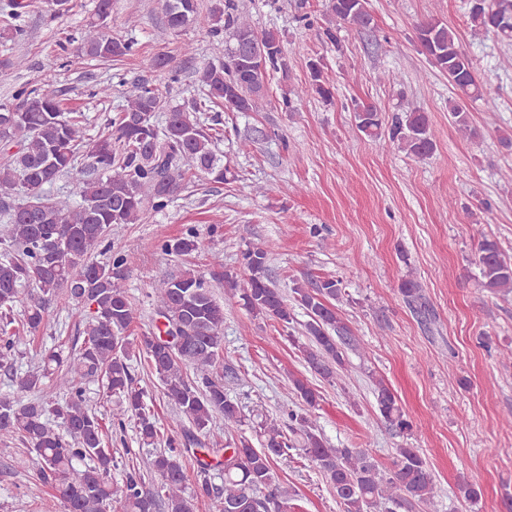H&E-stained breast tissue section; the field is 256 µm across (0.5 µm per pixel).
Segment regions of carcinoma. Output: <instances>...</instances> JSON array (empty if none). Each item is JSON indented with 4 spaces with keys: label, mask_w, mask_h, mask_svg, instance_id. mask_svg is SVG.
<instances>
[{
    "label": "carcinoma",
    "mask_w": 512,
    "mask_h": 512,
    "mask_svg": "<svg viewBox=\"0 0 512 512\" xmlns=\"http://www.w3.org/2000/svg\"><path fill=\"white\" fill-rule=\"evenodd\" d=\"M472 28L512 42V0H470ZM29 3L12 0L11 23L3 36L19 41L26 30L22 18ZM112 0H98L96 18L80 31L81 50L103 62L133 52L134 41L115 36L106 23ZM327 26L322 34L337 41V24L367 28L372 23L368 0H329ZM198 20L196 0H166L165 28L174 32ZM208 34L224 39V60L204 65L199 82L204 97L193 109L170 107L162 89L146 80L127 85L125 104L115 117L105 120V131L86 136L78 116L63 107L52 77L16 95V102L0 104V370L11 376L20 392L37 397L26 403L0 396V442L17 440L34 454L39 480L57 493L64 512H194V500L207 497L219 503V512H288L291 491L276 482L277 458L293 448L288 432H301L307 458L324 474L342 512H400L416 503L426 512H437V484L425 458L416 448H398L392 468H380L363 450L333 448L311 427L309 414L290 411V424L271 418L261 423L265 442L256 449L233 433L242 425V407L224 390L223 379L214 375L223 353L224 307L210 283L191 270L164 278L153 288V302L165 319L158 331L142 334L132 343L126 333L135 310L124 283L129 277L134 246L112 251L105 241L114 224H139L148 211H164L185 185V163L192 164L217 183L228 169L217 155L213 141L197 116L213 107L231 112H252L264 97L273 72L284 68V46L276 29L257 31L250 16L234 0H213L205 19ZM417 41L428 60L448 76L466 98L482 100L487 111L495 99L478 83L470 57L462 49L454 29L430 17L417 27ZM312 91L321 99L333 98L322 80L318 64H310ZM166 113L165 124L153 121ZM357 132L369 138L386 136L407 155L422 159L434 153L436 144L428 118L410 111L384 126L374 104L358 102L353 108ZM457 130L479 137L469 112L460 104L451 108ZM84 167L77 180L76 196H51L46 187L75 169L77 155ZM199 248V233L190 227L183 236L159 244L165 255H186ZM97 253L107 255L95 261ZM268 252L261 246L242 254L248 275L243 281L224 271L213 278L240 292L245 308L255 316L271 318L286 327L294 321L293 307L267 274ZM475 263L483 287L492 294L512 292V260L496 242H479ZM36 286L39 293L24 313L22 329L15 328L14 307L21 291ZM295 303L305 310L306 342L300 351L311 372L325 380L334 378L344 364L343 346L351 341V329L332 304L342 293L341 282L324 278L292 289ZM64 301L88 309L84 339L77 353L53 345L39 351V370L24 373L16 368L20 332L36 335L48 307ZM145 354L162 383L164 396L174 404L180 422L189 429L170 431L167 450L154 456L151 471L157 486L150 491L144 476L130 468L120 482L112 481L117 466L112 449L105 446L103 418L89 408L86 381L102 376L108 393L120 399L112 420L135 421L140 442L154 444L161 427L145 402L146 390L131 373V349ZM196 369L189 379L187 367ZM53 391L66 393L58 401L47 396L45 380ZM292 390L305 406L313 408L316 389L302 379L292 380ZM381 417L399 432L410 423L395 395L382 382L375 384ZM224 420L222 448H204L198 438L210 432L216 417ZM215 464L197 460L201 471L222 468L224 483L208 479L186 494L188 476L183 457L194 447Z\"/></svg>",
    "instance_id": "1"
}]
</instances>
